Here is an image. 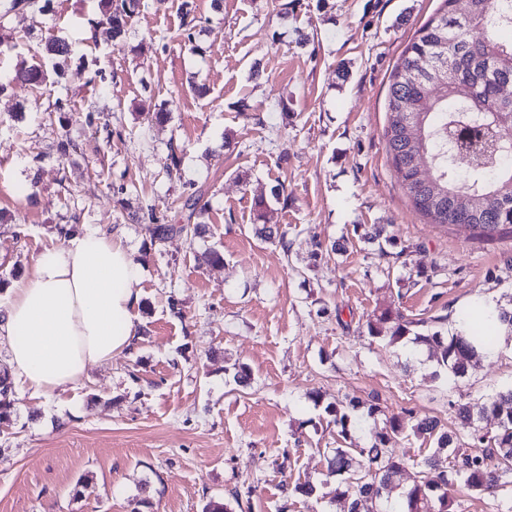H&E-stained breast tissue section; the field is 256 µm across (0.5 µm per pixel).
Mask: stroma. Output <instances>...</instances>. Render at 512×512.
I'll return each instance as SVG.
<instances>
[{"mask_svg":"<svg viewBox=\"0 0 512 512\" xmlns=\"http://www.w3.org/2000/svg\"><path fill=\"white\" fill-rule=\"evenodd\" d=\"M441 0H149L129 21L144 51L91 26L98 0H51L48 15L0 21V69L37 63L62 36L84 74H49L0 95V296L60 243L65 224L125 237L146 269L132 349L50 395L15 383L0 424V512H334L341 477L328 404L356 409L353 444L371 445L383 415L412 410L466 436L450 410L512 387V352L456 384L369 336L380 307L455 318L472 298L512 299V235L427 223L386 146L391 75ZM198 26L184 39L183 13ZM261 76H253V65ZM166 105L170 120L146 113ZM63 136L79 147L58 158ZM181 157L167 176L169 150ZM284 185L257 236L253 200ZM205 231L154 245L136 212L183 224L191 195ZM382 224L386 254L356 234ZM343 253L311 259L313 239ZM220 250L219 267L201 255ZM251 375L238 385L239 367ZM308 482L314 495L288 494ZM249 497L235 507V497Z\"/></svg>","mask_w":512,"mask_h":512,"instance_id":"35a3bbf8","label":"stroma"}]
</instances>
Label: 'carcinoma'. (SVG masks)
Segmentation results:
<instances>
[{"label":"carcinoma","instance_id":"obj_1","mask_svg":"<svg viewBox=\"0 0 512 512\" xmlns=\"http://www.w3.org/2000/svg\"><path fill=\"white\" fill-rule=\"evenodd\" d=\"M50 0H0V17L17 9L47 12ZM99 25L108 26L115 46L132 52L145 43L129 46L128 21L144 6L143 0H100ZM512 0H469L466 15L458 16L453 0L429 18L405 47L392 74L388 92L385 137L389 158L400 175L414 208L432 224H466L470 231L492 237L512 232V145L500 132L512 127V97L499 93L512 86ZM44 51L59 73L74 53L64 39H51ZM433 57L430 69L412 80L403 72L417 67L420 59ZM47 77L40 65L20 64L11 81L0 80V94L10 82L41 85ZM471 86L464 98L456 85ZM431 172L432 186L425 197L411 195L419 172ZM148 209L147 231L152 243L181 234L199 235L202 223L156 224ZM362 238L386 253L392 244L383 227L371 224ZM431 321L410 320L390 304L368 323L369 336L389 346L407 340L419 353L436 363L432 377L456 382L478 367L483 355L481 342L460 331H445ZM16 403L9 374L0 372V423L7 422ZM461 420L473 425L467 440L448 433L434 417H424L412 426L415 436L431 445L420 461L409 463L397 451L407 416L392 415L382 421L375 442L360 447L351 441L356 419L344 408L329 405L326 412L336 425L337 447L328 449V470L347 475L346 489L336 490L339 512H454L455 492L465 489L477 495L496 496L512 476V388L496 391L482 402L449 403ZM410 483L400 477L408 468Z\"/></svg>","mask_w":512,"mask_h":512}]
</instances>
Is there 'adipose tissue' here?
I'll return each instance as SVG.
<instances>
[{
  "mask_svg": "<svg viewBox=\"0 0 512 512\" xmlns=\"http://www.w3.org/2000/svg\"><path fill=\"white\" fill-rule=\"evenodd\" d=\"M144 276L123 236L68 225L7 290L0 342L12 375L49 395L128 350Z\"/></svg>",
  "mask_w": 512,
  "mask_h": 512,
  "instance_id": "1",
  "label": "adipose tissue"
}]
</instances>
